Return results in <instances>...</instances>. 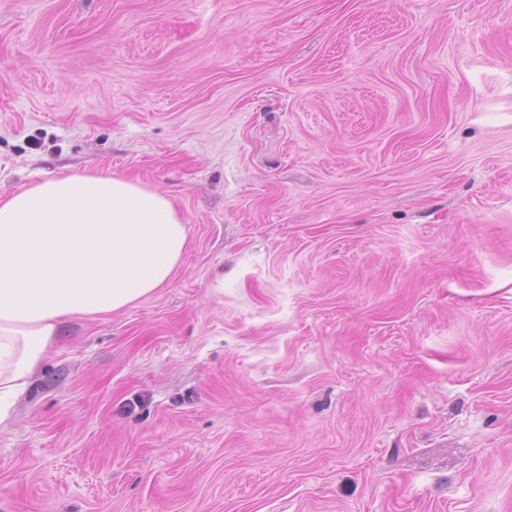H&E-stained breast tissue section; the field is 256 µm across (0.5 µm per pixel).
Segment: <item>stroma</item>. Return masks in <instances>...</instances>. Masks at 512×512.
Instances as JSON below:
<instances>
[{"mask_svg":"<svg viewBox=\"0 0 512 512\" xmlns=\"http://www.w3.org/2000/svg\"><path fill=\"white\" fill-rule=\"evenodd\" d=\"M164 193L66 318L0 512H512V0H0V199Z\"/></svg>","mask_w":512,"mask_h":512,"instance_id":"35a3bbf8","label":"stroma"}]
</instances>
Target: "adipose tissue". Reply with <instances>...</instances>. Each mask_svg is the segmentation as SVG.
Returning a JSON list of instances; mask_svg holds the SVG:
<instances>
[{
    "label": "adipose tissue",
    "instance_id": "1",
    "mask_svg": "<svg viewBox=\"0 0 512 512\" xmlns=\"http://www.w3.org/2000/svg\"><path fill=\"white\" fill-rule=\"evenodd\" d=\"M187 240L167 196L124 178L64 176L0 200V424L64 318L152 295L173 278Z\"/></svg>",
    "mask_w": 512,
    "mask_h": 512
}]
</instances>
